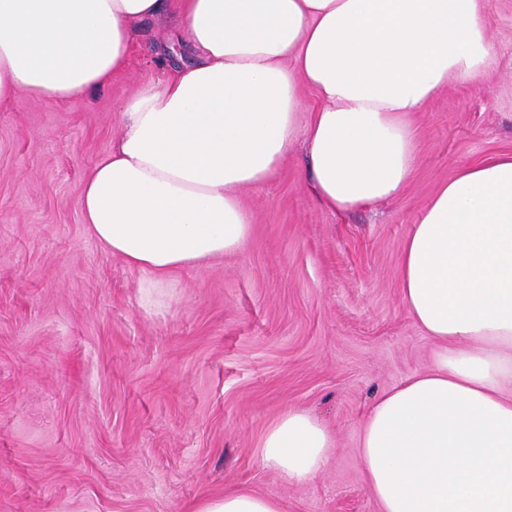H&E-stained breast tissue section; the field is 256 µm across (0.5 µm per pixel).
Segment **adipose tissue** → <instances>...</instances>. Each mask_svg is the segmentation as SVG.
Listing matches in <instances>:
<instances>
[{"label": "adipose tissue", "mask_w": 512, "mask_h": 512, "mask_svg": "<svg viewBox=\"0 0 512 512\" xmlns=\"http://www.w3.org/2000/svg\"><path fill=\"white\" fill-rule=\"evenodd\" d=\"M195 63L124 105L82 185L89 235L163 304L179 271L236 253L253 224L240 192L270 180L297 137L310 189L344 212L399 197L411 120L491 71L490 0H174ZM164 0H0V104L76 102L129 64L133 25ZM318 108L301 117V89ZM402 304L433 363L384 391L356 443L380 512H512V153L459 166L401 249ZM261 458L289 482L323 471L329 431L289 409ZM194 512H282L247 490Z\"/></svg>", "instance_id": "obj_1"}]
</instances>
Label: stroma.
Instances as JSON below:
<instances>
[{
    "instance_id": "35a3bbf8",
    "label": "stroma",
    "mask_w": 512,
    "mask_h": 512,
    "mask_svg": "<svg viewBox=\"0 0 512 512\" xmlns=\"http://www.w3.org/2000/svg\"><path fill=\"white\" fill-rule=\"evenodd\" d=\"M497 62L447 87L412 128L400 199L336 213L313 196L296 141L244 189L243 248L177 273L161 307L100 246L79 207L124 103L171 72L169 14L135 23L127 71L77 104L0 105V512H192L244 489L283 512H379L356 442L384 391L433 346L400 298L401 246L439 184L512 152V0H491ZM334 440L326 469L289 484L260 442L285 409Z\"/></svg>"
}]
</instances>
